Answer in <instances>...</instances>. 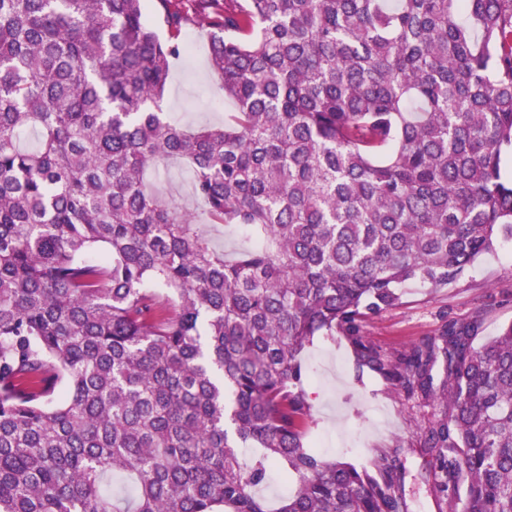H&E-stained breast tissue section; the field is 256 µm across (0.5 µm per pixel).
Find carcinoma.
I'll use <instances>...</instances> for the list:
<instances>
[{
    "mask_svg": "<svg viewBox=\"0 0 512 512\" xmlns=\"http://www.w3.org/2000/svg\"><path fill=\"white\" fill-rule=\"evenodd\" d=\"M184 2L157 0L163 38L145 0H0V512H409L408 453L438 512H512V323L363 332L512 237V0H230L234 112L197 131L163 112ZM161 159L255 245L229 260L162 203ZM338 332L443 405L369 468L307 444L303 354Z\"/></svg>",
    "mask_w": 512,
    "mask_h": 512,
    "instance_id": "1",
    "label": "carcinoma"
}]
</instances>
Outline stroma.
<instances>
[{"label":"stroma","mask_w":512,"mask_h":512,"mask_svg":"<svg viewBox=\"0 0 512 512\" xmlns=\"http://www.w3.org/2000/svg\"><path fill=\"white\" fill-rule=\"evenodd\" d=\"M206 0L180 33L191 47L171 73L163 109L171 120L197 127L227 119L233 104L224 97L218 78L207 64ZM150 190L161 199L200 214L203 205L192 194L189 172L173 160L158 162ZM482 313L481 340L496 336L512 322V240H499L494 252L480 257L455 283L433 288L407 284L398 305L370 317L364 330L373 342L399 349L435 335L446 319L468 320ZM310 379L309 441L327 457L367 466L378 448L410 442L422 409L405 401L371 373L356 377L350 348L343 337L317 339L305 355Z\"/></svg>","instance_id":"1"}]
</instances>
